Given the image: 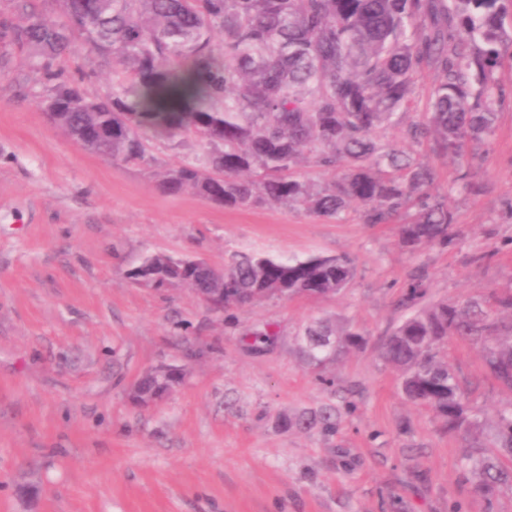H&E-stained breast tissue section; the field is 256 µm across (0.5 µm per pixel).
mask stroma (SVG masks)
Instances as JSON below:
<instances>
[{"mask_svg":"<svg viewBox=\"0 0 512 512\" xmlns=\"http://www.w3.org/2000/svg\"><path fill=\"white\" fill-rule=\"evenodd\" d=\"M65 70L90 97L110 84L81 48ZM440 80L419 70L406 108L377 134L418 151L462 230L448 247L412 249L396 225L364 223L358 205L326 220L163 194L160 173L203 163L205 140H157L127 164L79 148L44 116L29 50L0 37V512H512V489L474 492L463 441L403 396L400 370L381 355L417 269L431 302L512 285V98L494 104L495 132L476 156L446 159L404 137ZM466 171L482 193L462 190ZM155 252L219 269L242 254L347 255L354 275L336 295L220 315L189 288L127 279ZM483 252L489 260L475 261ZM319 322L366 343L313 366L300 340ZM445 354L494 421L512 393L484 375L479 346L452 339ZM167 364L185 367L183 383L134 403L138 379ZM324 408L339 413L336 429L298 426Z\"/></svg>","mask_w":512,"mask_h":512,"instance_id":"35a3bbf8","label":"stroma"}]
</instances>
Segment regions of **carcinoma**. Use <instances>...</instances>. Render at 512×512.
Returning a JSON list of instances; mask_svg holds the SVG:
<instances>
[{
    "label": "carcinoma",
    "mask_w": 512,
    "mask_h": 512,
    "mask_svg": "<svg viewBox=\"0 0 512 512\" xmlns=\"http://www.w3.org/2000/svg\"><path fill=\"white\" fill-rule=\"evenodd\" d=\"M4 36L30 49L49 119L80 148L116 162L142 161L150 137L186 133L212 150L205 165L169 167L166 195L194 193L226 209L282 204L340 218L356 203L367 224H397L402 243L446 246L453 214L433 192L434 173L413 155L386 150L376 132L408 100L412 77L437 65L442 79L426 118L410 125L416 144L465 155L492 136L495 76L512 66L504 30L506 0H53L54 21L33 0H11ZM112 63V89L88 97L58 61L75 43ZM310 157L334 174L319 184L296 173ZM184 259L156 253L138 265L165 280ZM353 277L347 256L275 258L244 254L223 272L187 266L179 285L224 292V309L269 297H321ZM426 277L412 276L402 297L411 313L385 343L402 372L404 396L428 407L468 442L464 473L474 491L512 487V403L485 423L483 411L440 357L448 338L481 347L486 373L512 391V287L482 301L427 303ZM307 356L319 365L364 343L361 332L305 329ZM330 409L302 416L336 428Z\"/></svg>",
    "instance_id": "cac0c4a2"
}]
</instances>
